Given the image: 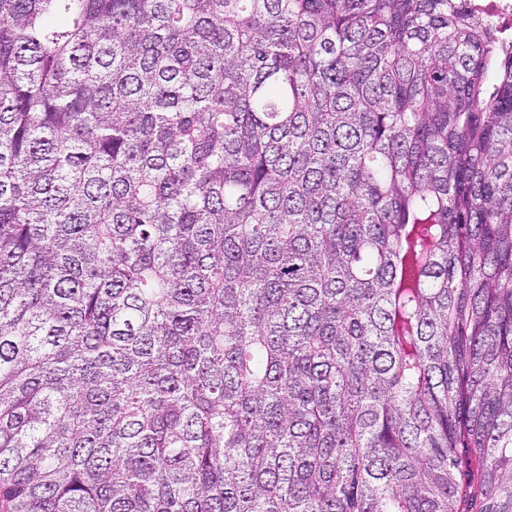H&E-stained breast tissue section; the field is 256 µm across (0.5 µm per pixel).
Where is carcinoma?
<instances>
[{
    "instance_id": "obj_1",
    "label": "carcinoma",
    "mask_w": 512,
    "mask_h": 512,
    "mask_svg": "<svg viewBox=\"0 0 512 512\" xmlns=\"http://www.w3.org/2000/svg\"><path fill=\"white\" fill-rule=\"evenodd\" d=\"M0 512H512V44L0 0Z\"/></svg>"
}]
</instances>
